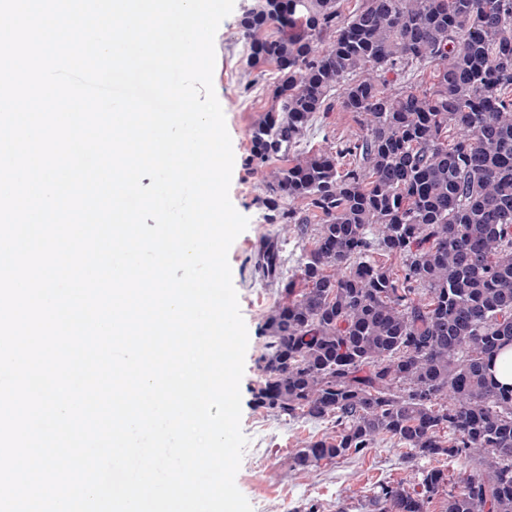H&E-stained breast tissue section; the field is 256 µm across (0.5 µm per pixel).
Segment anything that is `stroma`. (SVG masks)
<instances>
[{
  "mask_svg": "<svg viewBox=\"0 0 512 512\" xmlns=\"http://www.w3.org/2000/svg\"><path fill=\"white\" fill-rule=\"evenodd\" d=\"M254 0H235L232 13L222 21L215 35L216 53L213 84L224 102V115L234 152L229 197L234 208L249 220L247 229L230 247L228 260L234 272L233 285L248 331L242 398L241 429L248 439L235 483L254 512H306L316 505L318 512H361L360 506L384 482H404L409 490L419 489V469L437 467L449 482H456L467 470L463 459L444 456L437 461H407L405 450L395 441H380L364 456H348L321 462L302 470L294 465L296 452L313 439L335 433L332 420L285 421L258 407L254 391L263 373L259 358L265 338L262 326L268 311L279 298L275 277L262 268L264 251L278 253L282 264L278 275L292 278L299 273L301 243L280 233L262 204L265 185L260 173L249 163L250 132L271 106L276 82L274 66L255 69L248 65L240 20ZM361 128L341 109L317 113L300 148L321 150L339 139L361 135Z\"/></svg>",
  "mask_w": 512,
  "mask_h": 512,
  "instance_id": "35a3bbf8",
  "label": "stroma"
}]
</instances>
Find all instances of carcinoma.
Wrapping results in <instances>:
<instances>
[{"label":"carcinoma","instance_id":"cac0c4a2","mask_svg":"<svg viewBox=\"0 0 512 512\" xmlns=\"http://www.w3.org/2000/svg\"><path fill=\"white\" fill-rule=\"evenodd\" d=\"M241 28L248 64L279 73L252 160L291 156L265 204L303 201L282 230L312 235L265 318L257 406L334 420L300 469L385 438L475 464L457 492L437 469L419 493L382 483L366 512H512V385L493 372L512 347V0H257ZM336 91L363 134L296 150Z\"/></svg>","mask_w":512,"mask_h":512}]
</instances>
